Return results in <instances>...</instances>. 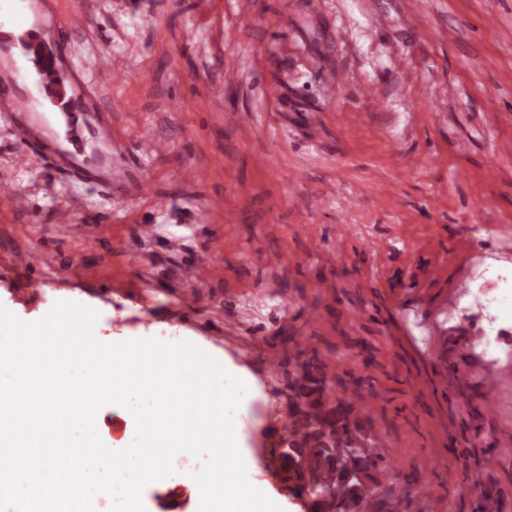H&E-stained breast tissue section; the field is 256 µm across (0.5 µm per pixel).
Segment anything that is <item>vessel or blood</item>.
<instances>
[{
    "mask_svg": "<svg viewBox=\"0 0 512 512\" xmlns=\"http://www.w3.org/2000/svg\"><path fill=\"white\" fill-rule=\"evenodd\" d=\"M14 2L24 22L17 25L0 19V51L7 55L15 70L37 76L39 88L35 97L19 90L0 91V114L7 118L10 132L19 145L15 165H25L37 157L51 168L63 167V152L45 148L28 136L30 127L46 129L54 121L63 127L72 154L81 152L82 136L86 133L103 146L115 145L120 136L112 128L111 117L89 118L84 109L73 106L71 98L96 94L102 85L112 83L122 69L119 59L98 54L79 60L76 68H66L58 63L53 48L46 45L47 32L68 38L74 30L88 26V15L76 7L63 8L60 0ZM87 171V166L82 164L69 169L68 175L74 180L90 179L104 191H111V170L98 168L92 177Z\"/></svg>",
    "mask_w": 512,
    "mask_h": 512,
    "instance_id": "b4317fda",
    "label": "vessel or blood"
}]
</instances>
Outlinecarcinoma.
Masks as SVG:
<instances>
[{
	"mask_svg": "<svg viewBox=\"0 0 512 512\" xmlns=\"http://www.w3.org/2000/svg\"><path fill=\"white\" fill-rule=\"evenodd\" d=\"M290 390L294 437L280 457L296 493L336 489L325 512H367L370 502L373 512H395L387 493L373 487L371 471L386 469L385 460L363 430L352 399L327 395L331 387L317 358L306 361Z\"/></svg>",
	"mask_w": 512,
	"mask_h": 512,
	"instance_id": "carcinoma-1",
	"label": "carcinoma"
}]
</instances>
